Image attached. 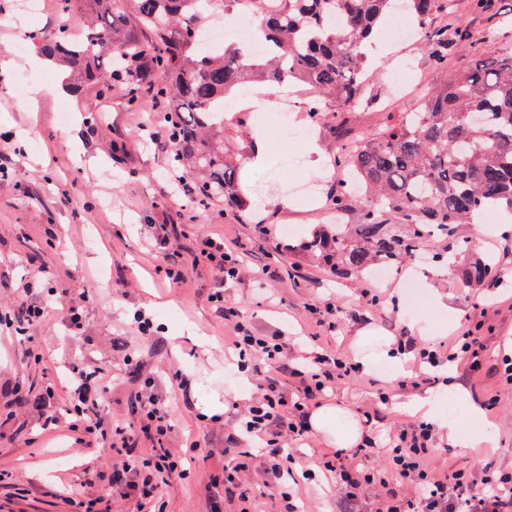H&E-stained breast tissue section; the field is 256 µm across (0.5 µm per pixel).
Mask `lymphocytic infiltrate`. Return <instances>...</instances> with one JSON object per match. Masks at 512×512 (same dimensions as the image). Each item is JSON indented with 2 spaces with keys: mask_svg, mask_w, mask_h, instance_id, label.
I'll use <instances>...</instances> for the list:
<instances>
[{
  "mask_svg": "<svg viewBox=\"0 0 512 512\" xmlns=\"http://www.w3.org/2000/svg\"><path fill=\"white\" fill-rule=\"evenodd\" d=\"M188 254L192 266L205 265L214 273L217 286L208 299L222 309L224 323L231 329L227 342L238 357V368L257 374L263 367L280 363L288 346L285 337L255 334L235 309L224 305V284L237 279L245 269L238 251L202 236L193 239ZM53 278V272L46 267L25 278L17 290L15 307L0 306V334L15 331L16 314L20 311L28 323L44 320L48 303L40 294L46 291L50 297L57 296V289L50 286ZM484 349L483 337L472 329L452 337L446 347L420 348L414 353L410 374L399 381L398 387L418 389L429 381L427 368L438 367L444 361L479 370ZM292 374L301 380L297 395H289L277 379L266 380L238 421L245 439L260 440L259 453L270 462L266 474L274 487L279 486L294 461L291 445L305 441L309 435L311 405L337 382L354 377L356 371L344 358L321 353L311 363L294 368ZM108 390L99 371L78 372L69 382L66 410L41 414L40 427L46 430L63 423L81 439L94 443L97 450L122 448V458L111 475L88 471L84 484L107 482L111 493L120 498L138 492L140 504L148 512H166L160 487L170 479H184L189 474L184 466L186 453L165 445L172 429L171 414L153 393L151 379H144L135 395L141 412L139 430L121 432L99 409ZM435 441L434 426L422 421L390 432L389 452L380 467H366L371 448L362 443L322 454L319 468L352 501L360 499L369 486L382 487L384 512H512L511 476L497 473L489 465L478 472L453 467L437 469L431 463Z\"/></svg>",
  "mask_w": 512,
  "mask_h": 512,
  "instance_id": "f902f5d3",
  "label": "lymphocytic infiltrate"
}]
</instances>
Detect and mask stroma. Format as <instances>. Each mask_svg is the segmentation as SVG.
<instances>
[{"instance_id":"stroma-1","label":"stroma","mask_w":512,"mask_h":512,"mask_svg":"<svg viewBox=\"0 0 512 512\" xmlns=\"http://www.w3.org/2000/svg\"><path fill=\"white\" fill-rule=\"evenodd\" d=\"M10 3L0 0V57L13 62L0 86V154L6 156L0 165L7 170L0 177V299L12 295L24 270L50 268L68 288L69 301L82 306L84 328L70 332L55 308L23 336H0V414L12 416L0 429V512H71L68 495H103L102 485L84 488L75 478L87 468L111 471L115 452L77 445L63 426L41 431L35 403L53 384L59 405H66L65 386L73 371L99 366L112 381L104 414L137 429L136 386L123 363L128 353L170 406L169 447H181L188 439L201 443L188 478L161 488L168 512H241L238 491L217 477L246 448L239 439L236 409L255 397L257 378L238 372L229 361L224 320L207 299L214 286L212 272L186 265L188 241L159 252L152 230L156 224H192L198 235L237 243L248 266L275 271V278L262 283L248 275L227 283L224 304L236 308L256 332L287 336V366L318 353L361 362L377 349L373 343L360 345L367 329L394 344L420 345L448 340L466 327L478 329L486 344L481 369H435L437 381L429 390L444 401L449 385H458L483 408L492 440L472 448L449 441L442 431L432 459L441 468L469 469L488 460L495 470L512 475V383L501 373L502 358L512 351V230L493 213L485 223L463 227V234L474 240L472 258L494 259L504 274L498 285L479 288L460 287L457 277L434 261L411 260L402 265L399 278L368 282L336 276L315 257L286 249L289 231L320 229L331 190L345 183L343 171L329 167L338 138L378 128L389 113L413 110L423 91L439 80L420 37L399 42L390 35L396 23L414 26L413 16L395 12L383 21L379 40L367 54L363 104L348 109L328 102L316 122L306 107L295 108L293 124L309 126L319 147L318 154L306 155L303 168L278 165L288 144L287 129H273L255 111L225 115L224 144L241 162L249 161L256 137L265 139L269 152L266 171L243 185L247 204L236 211L220 203L193 209L177 193L165 168L166 151L141 129L156 110L153 100L126 109L117 85L108 98L91 89L77 95L53 92L63 74L52 65L33 66L40 55L35 44L16 51ZM494 6L503 14L501 21L475 12L471 0H453L452 9L440 14V23L463 24L469 31L466 43L448 54L449 74L494 43L512 42V0H494ZM35 86L41 94L29 96ZM91 111L100 116L93 130L84 122ZM315 176L323 181L318 202H280L285 185ZM63 196L71 197V205H60ZM262 223L268 233L259 231ZM166 262L182 267V282L158 274V265ZM415 271L424 281L426 299L418 313L408 311L401 282ZM272 293L280 305H269ZM371 293L380 297L378 309L368 304ZM330 304L336 307L331 314L326 311ZM139 310L153 320L150 335H140L133 323ZM398 379L389 367L364 364L355 378L338 383L319 401L366 422L375 441L367 461L371 467L384 458L390 426L413 421L403 406L416 393L399 390ZM382 390L389 394L384 405L378 399Z\"/></svg>"}]
</instances>
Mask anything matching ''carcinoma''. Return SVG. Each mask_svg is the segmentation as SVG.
<instances>
[{"instance_id":"1","label":"carcinoma","mask_w":512,"mask_h":512,"mask_svg":"<svg viewBox=\"0 0 512 512\" xmlns=\"http://www.w3.org/2000/svg\"><path fill=\"white\" fill-rule=\"evenodd\" d=\"M83 1L91 16L79 36L62 26L32 39L69 72L73 93L92 86L107 97L117 83L130 108L146 95L159 102L174 140L168 166L197 176L201 206L243 203L239 169L224 158V97L232 90L284 78L303 83L317 96L316 122L325 98L346 106L361 100L367 49L388 12L414 14L440 70L452 44L469 37L460 25L450 43L448 28L433 24L450 0H278V12L256 17V31L275 51L254 57L242 43L216 50L202 32L209 11L249 12L255 0H60L62 13ZM333 163L360 184L359 195L334 200L357 208L356 223L335 224L289 251L317 255L342 275L393 268L437 244L438 258L470 252L462 225L490 207L512 216V46L443 78L413 111L339 142ZM496 275L491 261L475 260L459 271V284L479 288Z\"/></svg>"}]
</instances>
